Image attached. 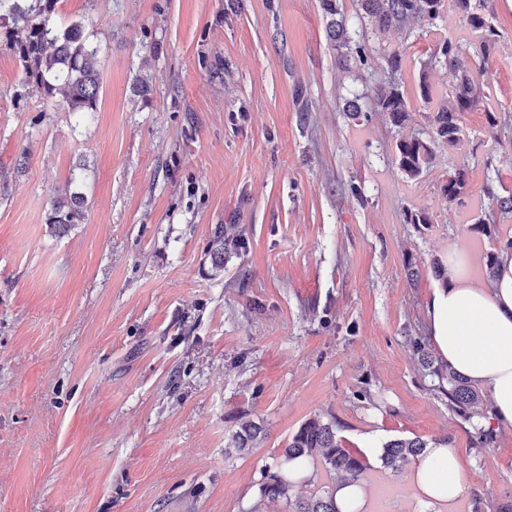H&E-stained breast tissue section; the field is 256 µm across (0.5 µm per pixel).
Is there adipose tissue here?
I'll list each match as a JSON object with an SVG mask.
<instances>
[{"label": "adipose tissue", "instance_id": "ef3b65f1", "mask_svg": "<svg viewBox=\"0 0 512 512\" xmlns=\"http://www.w3.org/2000/svg\"><path fill=\"white\" fill-rule=\"evenodd\" d=\"M431 336L448 365L489 390L491 419L512 427V255L502 254L493 282L473 278L466 256L452 249L448 285L428 305ZM465 466L455 448L436 443L415 467L427 503L450 504L466 494Z\"/></svg>", "mask_w": 512, "mask_h": 512}]
</instances>
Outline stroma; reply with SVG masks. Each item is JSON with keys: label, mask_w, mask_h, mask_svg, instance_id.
Returning a JSON list of instances; mask_svg holds the SVG:
<instances>
[{"label": "stroma", "mask_w": 512, "mask_h": 512, "mask_svg": "<svg viewBox=\"0 0 512 512\" xmlns=\"http://www.w3.org/2000/svg\"><path fill=\"white\" fill-rule=\"evenodd\" d=\"M493 8L485 104L414 181L395 142L425 126L420 79L437 94L450 81L421 63L475 39L452 10L385 36L403 49L400 129L373 109L380 61L342 67L319 0H61L62 23L101 46L80 125L19 96L0 51V512H245L315 414L401 488L399 512L438 510L409 469L381 470L394 438L450 440L466 512L512 497V428L478 445L415 347L443 365L425 311L434 264L459 244L485 276L512 237V218L474 226L489 191L512 190V131L487 132L488 112L512 111V0ZM354 91L360 118L343 109ZM463 163L466 204L446 206L438 188ZM74 173L87 218L58 238L46 216ZM408 208L430 223H406ZM217 224L244 246L215 276ZM244 420L264 432L239 451Z\"/></svg>", "instance_id": "obj_1"}]
</instances>
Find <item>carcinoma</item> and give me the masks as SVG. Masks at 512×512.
Returning <instances> with one entry per match:
<instances>
[{"label": "carcinoma", "mask_w": 512, "mask_h": 512, "mask_svg": "<svg viewBox=\"0 0 512 512\" xmlns=\"http://www.w3.org/2000/svg\"><path fill=\"white\" fill-rule=\"evenodd\" d=\"M455 10L462 15L473 31L481 34L476 46L445 39L425 61L424 68L443 67L451 76L448 90L426 113L427 128L395 143V162L408 179L416 180L435 164L436 147L456 146L466 136L464 114L483 104L485 67L498 32L493 14L487 10V0H452ZM364 20L359 30H349L341 14L339 0H320L323 15L339 62L348 67H365L378 53L385 62L384 79L375 88L374 110L385 115L390 125L399 128L408 120L409 113L404 92L399 83L402 52L396 47L379 48L367 44V32L384 33L404 30L410 22L424 20L433 25L443 18L447 0H357ZM60 0H0V45L10 51L19 62L22 72L20 86L24 96L36 91L73 114L94 112L100 89V72L96 68L100 46L94 35L85 31L80 22L60 24ZM489 132L500 139L499 131L512 124V118L494 112L487 113ZM469 193L468 166L461 164L448 174L439 187V197L452 207L464 203ZM491 208L477 218L482 225L495 224L512 217V194H489ZM86 220V199L77 191L63 193L52 204L46 224L56 237L68 235L77 224ZM240 244L229 243L224 225L212 231L206 254L212 274L224 272L225 255ZM512 252V237L499 243L498 250L487 255L486 270L489 279L497 277L500 253ZM424 367L447 385L448 402L463 420L470 422L483 414L485 395L463 375L451 367L433 366L425 344L416 343ZM263 432L261 425L244 421L232 435L234 447L245 449ZM428 444L419 439H392L382 446L380 461L383 467L401 469L421 456ZM304 462L314 470L340 477L350 484H359L367 470L366 462L343 448L336 435V422L314 414L306 419L281 450L274 465L264 470L259 484V501L248 512H261L260 502L284 499L289 512H342L337 506L335 492L318 489L307 496H295V478L288 465Z\"/></svg>", "instance_id": "cac0c4a2"}]
</instances>
